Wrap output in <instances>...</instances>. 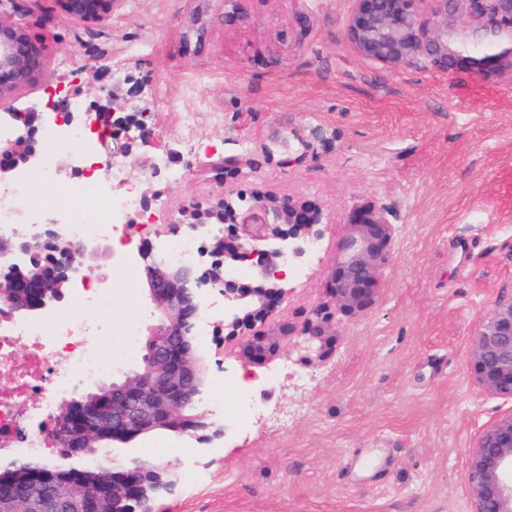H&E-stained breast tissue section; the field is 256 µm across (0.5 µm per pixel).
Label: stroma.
Segmentation results:
<instances>
[{
    "label": "stroma",
    "mask_w": 512,
    "mask_h": 512,
    "mask_svg": "<svg viewBox=\"0 0 512 512\" xmlns=\"http://www.w3.org/2000/svg\"><path fill=\"white\" fill-rule=\"evenodd\" d=\"M352 0H120L111 21L85 25L56 0H23L16 19L38 36L46 79L0 104L40 106L46 87L80 88L94 103L125 74L145 81L149 147L185 173L156 232L177 208L210 191L200 163L241 159L243 192L290 193L325 205L320 248L295 279L277 320L328 301L327 280L350 231L342 216L383 203L395 226L378 304L336 316L335 348L321 365L287 351L242 363L216 334L210 372L262 405L243 429L226 419L215 448L197 450L202 483H179L154 512H471L465 473L481 431L512 412L470 371L471 336L496 300L512 296V73L440 71L416 60L392 69L359 55L347 37ZM105 52L77 55L79 42ZM201 113L191 152L180 115ZM299 155L286 166L287 149ZM368 469L352 468L359 455Z\"/></svg>",
    "instance_id": "35a3bbf8"
}]
</instances>
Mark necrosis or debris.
Instances as JSON below:
<instances>
[{
    "mask_svg": "<svg viewBox=\"0 0 512 512\" xmlns=\"http://www.w3.org/2000/svg\"><path fill=\"white\" fill-rule=\"evenodd\" d=\"M48 148L37 180L17 173L0 184V236L24 234L18 211L40 216V188L55 185L58 155L79 151L83 173L72 196L56 213L69 240L117 242L120 255L140 252L150 229L139 198L126 184L129 170L121 161L101 168L98 152L106 135L93 124H56L46 132ZM135 272L126 283L100 291L95 276L84 272L70 285L66 309L46 306L20 316L0 305V459L47 457L54 451L49 431L75 384H97L138 352ZM223 377L214 378L207 402L216 415H232L245 424L261 412L244 395L226 402Z\"/></svg>",
    "mask_w": 512,
    "mask_h": 512,
    "instance_id": "1",
    "label": "necrosis or debris"
}]
</instances>
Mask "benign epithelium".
<instances>
[{"label": "benign epithelium", "mask_w": 512, "mask_h": 512, "mask_svg": "<svg viewBox=\"0 0 512 512\" xmlns=\"http://www.w3.org/2000/svg\"><path fill=\"white\" fill-rule=\"evenodd\" d=\"M72 19L85 23L102 22L112 16L119 0H58ZM347 22L354 49L364 58L390 68H400L416 58H425L443 70L455 62L448 53V17L459 16L470 25L469 55L463 63L480 74L494 62L508 61L512 68V50L493 59L481 54L484 32L488 28L512 33V0H352ZM45 67L43 53L32 41L28 28L9 22L0 15V102L28 86ZM141 81L128 75L112 84L105 103H97L100 115L112 117L113 130L136 128L142 136L150 135L148 112L137 109L126 115V104L141 97ZM49 121L36 112L26 132L0 141V175L19 167L35 170L44 150L37 137L35 122ZM209 180L217 191L178 210L179 217L169 221L168 233L186 228L198 231L211 224H230L227 235L215 239L211 247L200 250L194 265L173 267L163 261L144 266L147 294L154 305L156 323L148 335L163 336L169 349L148 345L143 362L125 374L118 386H112V435L137 436L154 426H165L201 444H210L225 436L224 424L215 415L197 412L198 397L207 384L201 358L182 352L185 329L195 326L202 309V293L216 290L224 297V318L216 328L224 332V343L240 346L244 363H260L276 355L281 342L303 339L300 361L313 363L328 356L332 341L331 324L335 311L358 316L378 303L379 277L389 261L394 239V225L387 208L369 200L345 216L351 232L345 238L340 256L327 282L331 302L307 310L301 321L278 325L271 336L256 331L275 316L276 308L294 291L287 272H298L322 238L321 224L330 217L326 208L292 194L275 195L255 191L246 197L227 186L228 175H240L241 164L225 160L211 163ZM235 224H261L267 233L244 238L234 235ZM64 242V235L48 224L34 229L22 243L0 237V265L13 271L23 258L41 251L64 250L55 260L56 288L46 282L30 284L25 276H13L0 289V303L15 312L30 310L17 301L19 293L33 286L38 304L63 300V288L69 286L81 267L77 258L92 245ZM248 266L254 283L238 280L239 268ZM253 339L244 341L245 332ZM472 372L488 394L512 400V298L499 301L478 323L472 336ZM63 449L55 468L66 469L73 457L93 452L99 433L90 432L78 440L53 431ZM100 474L93 473L82 484L43 486L36 495L21 494L11 503H21L24 512H99L102 498L96 491ZM473 495L471 512H512V414L502 417L480 434L469 453L465 474ZM178 473L172 462L165 465L141 464L133 459L124 466L112 467V512H128L123 505L134 500L153 502L173 490Z\"/></svg>", "instance_id": "benign-epithelium-1"}]
</instances>
